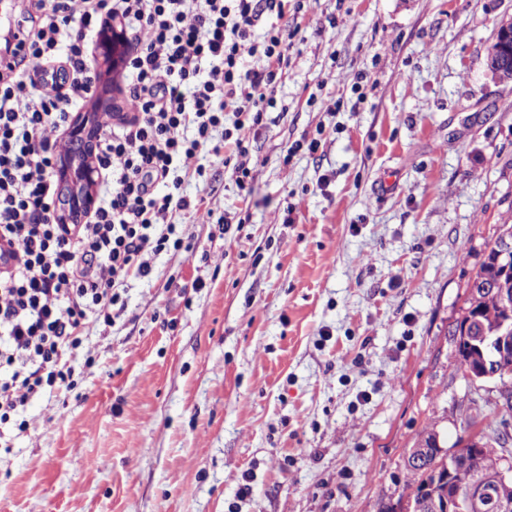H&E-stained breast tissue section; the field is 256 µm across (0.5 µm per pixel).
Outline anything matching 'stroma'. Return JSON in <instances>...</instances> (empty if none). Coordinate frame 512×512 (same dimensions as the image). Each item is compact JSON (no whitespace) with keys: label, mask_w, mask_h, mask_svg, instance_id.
Masks as SVG:
<instances>
[{"label":"stroma","mask_w":512,"mask_h":512,"mask_svg":"<svg viewBox=\"0 0 512 512\" xmlns=\"http://www.w3.org/2000/svg\"><path fill=\"white\" fill-rule=\"evenodd\" d=\"M300 31L250 134L182 192L185 250L88 324L75 386L0 447V512H385L416 435L505 412L455 324L512 221V0H289ZM319 139L317 151L296 149ZM505 23L511 26V21ZM510 26L506 25L498 29L494 44L488 53L487 68L495 79L512 74V28Z\"/></svg>","instance_id":"1"}]
</instances>
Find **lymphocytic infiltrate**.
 <instances>
[{"label": "lymphocytic infiltrate", "instance_id": "f902f5d3", "mask_svg": "<svg viewBox=\"0 0 512 512\" xmlns=\"http://www.w3.org/2000/svg\"><path fill=\"white\" fill-rule=\"evenodd\" d=\"M286 0H32L0 75V437L25 430L20 408L72 388L87 324L112 326L150 256L184 247L185 180L202 154L222 156L250 192L249 136L274 107L276 77L298 34ZM121 19L131 79L128 114L104 113L94 158L111 186L81 224L55 216L59 137L90 99L92 35ZM164 192H156V184Z\"/></svg>", "mask_w": 512, "mask_h": 512}]
</instances>
